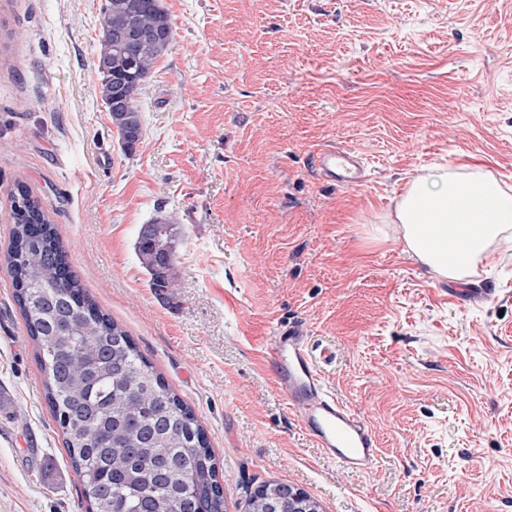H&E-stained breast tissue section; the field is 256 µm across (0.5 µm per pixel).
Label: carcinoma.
<instances>
[{
    "instance_id": "1",
    "label": "carcinoma",
    "mask_w": 512,
    "mask_h": 512,
    "mask_svg": "<svg viewBox=\"0 0 512 512\" xmlns=\"http://www.w3.org/2000/svg\"><path fill=\"white\" fill-rule=\"evenodd\" d=\"M99 57L131 89L130 106L110 107L128 148L140 139L137 95L174 34L160 0H106ZM143 35L129 58L112 35ZM14 228L5 262L16 302L44 377V397L57 420L87 512H224V488L207 436L191 407L157 374L129 333L86 295L39 200L24 185L12 195ZM174 228L142 226L136 250L160 292L177 287ZM264 482L247 512H269Z\"/></svg>"
}]
</instances>
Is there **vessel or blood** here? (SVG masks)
<instances>
[{
	"mask_svg": "<svg viewBox=\"0 0 512 512\" xmlns=\"http://www.w3.org/2000/svg\"><path fill=\"white\" fill-rule=\"evenodd\" d=\"M319 174L347 187L363 183L365 159L349 149H329L315 162ZM299 323L277 329L270 346L277 382L288 409L324 455L351 472L371 469L378 457L376 436L368 423L327 391Z\"/></svg>",
	"mask_w": 512,
	"mask_h": 512,
	"instance_id": "1",
	"label": "vessel or blood"
}]
</instances>
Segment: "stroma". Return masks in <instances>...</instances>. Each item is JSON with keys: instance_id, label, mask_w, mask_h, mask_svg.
Instances as JSON below:
<instances>
[{"instance_id": "stroma-1", "label": "stroma", "mask_w": 512, "mask_h": 512, "mask_svg": "<svg viewBox=\"0 0 512 512\" xmlns=\"http://www.w3.org/2000/svg\"><path fill=\"white\" fill-rule=\"evenodd\" d=\"M104 5L0 0V255L22 183L205 428L224 512L272 481L320 512H512V244L475 304L379 223L431 166L480 160L512 186V0H161L174 40L131 150L98 89ZM332 146L366 158L362 185L318 175ZM159 217L169 299L135 251ZM291 322L374 431L371 470L290 414L269 346ZM86 507L0 259V512Z\"/></svg>"}]
</instances>
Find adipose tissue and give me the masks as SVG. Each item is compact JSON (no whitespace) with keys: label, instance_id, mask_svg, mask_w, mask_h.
Instances as JSON below:
<instances>
[{"label":"adipose tissue","instance_id":"1","mask_svg":"<svg viewBox=\"0 0 512 512\" xmlns=\"http://www.w3.org/2000/svg\"><path fill=\"white\" fill-rule=\"evenodd\" d=\"M404 251L439 279L468 282L490 250L512 241V190L478 161L429 167L385 218Z\"/></svg>","mask_w":512,"mask_h":512}]
</instances>
